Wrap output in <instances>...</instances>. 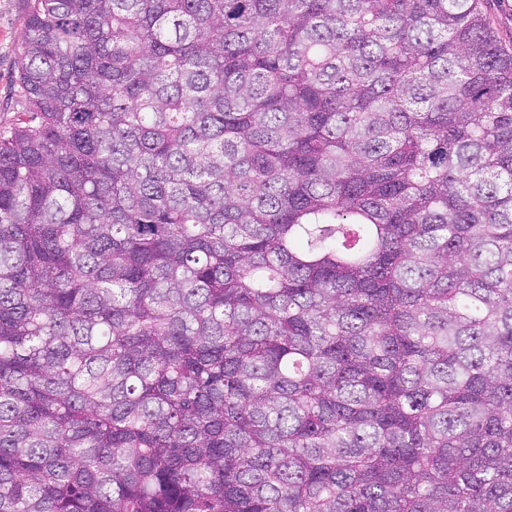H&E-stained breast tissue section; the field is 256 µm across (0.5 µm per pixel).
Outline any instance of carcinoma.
Instances as JSON below:
<instances>
[{
	"mask_svg": "<svg viewBox=\"0 0 512 512\" xmlns=\"http://www.w3.org/2000/svg\"><path fill=\"white\" fill-rule=\"evenodd\" d=\"M24 28L0 512H512V52L481 0Z\"/></svg>",
	"mask_w": 512,
	"mask_h": 512,
	"instance_id": "carcinoma-1",
	"label": "carcinoma"
}]
</instances>
